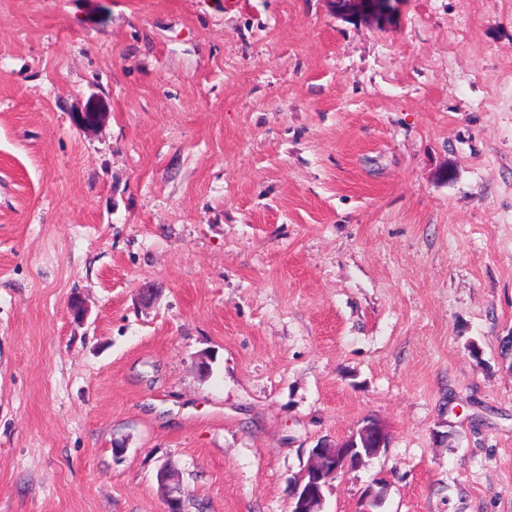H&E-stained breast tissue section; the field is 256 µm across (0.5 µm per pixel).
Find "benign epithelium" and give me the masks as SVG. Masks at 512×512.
Here are the masks:
<instances>
[{
	"mask_svg": "<svg viewBox=\"0 0 512 512\" xmlns=\"http://www.w3.org/2000/svg\"><path fill=\"white\" fill-rule=\"evenodd\" d=\"M393 0H342L349 8H359L381 14L379 5H389ZM386 427L377 420L365 421L340 444L321 442L311 450L310 461L299 478L290 497V512H323L324 490L341 473L363 467L366 459L375 458L389 443ZM158 489L164 498L165 512H185L184 492L171 480L169 469L161 467L157 473ZM386 493V486L375 482L365 490L360 512H374Z\"/></svg>",
	"mask_w": 512,
	"mask_h": 512,
	"instance_id": "7a95c632",
	"label": "benign epithelium"
}]
</instances>
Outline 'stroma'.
I'll use <instances>...</instances> for the list:
<instances>
[{
    "label": "stroma",
    "mask_w": 512,
    "mask_h": 512,
    "mask_svg": "<svg viewBox=\"0 0 512 512\" xmlns=\"http://www.w3.org/2000/svg\"><path fill=\"white\" fill-rule=\"evenodd\" d=\"M367 418L323 512H512V0H0V512H288ZM359 431L370 437L369 448L358 446ZM389 440L388 430L382 423L367 420L339 445L322 441L311 450L309 464L292 492L290 512H323L325 488L340 473L363 467L367 462L365 456L369 460L379 456ZM158 489L164 498L165 512H185L184 492L171 480L169 469L163 465L157 473Z\"/></svg>",
    "instance_id": "35a3bbf8"
}]
</instances>
